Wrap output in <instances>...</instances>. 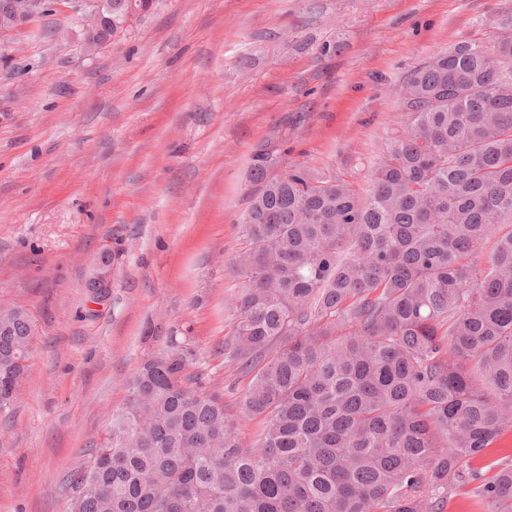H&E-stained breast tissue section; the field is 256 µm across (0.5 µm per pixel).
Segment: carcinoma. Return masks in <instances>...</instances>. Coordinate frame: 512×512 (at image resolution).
Listing matches in <instances>:
<instances>
[{
    "label": "carcinoma",
    "mask_w": 512,
    "mask_h": 512,
    "mask_svg": "<svg viewBox=\"0 0 512 512\" xmlns=\"http://www.w3.org/2000/svg\"><path fill=\"white\" fill-rule=\"evenodd\" d=\"M400 109L361 193L272 176L279 148L256 150L224 341L248 379L237 411L170 337L66 484L68 512H445L463 460L512 426V33L416 65ZM31 339L0 307V413ZM474 492L512 512V465Z\"/></svg>",
    "instance_id": "obj_1"
}]
</instances>
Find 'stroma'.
<instances>
[{"instance_id": "35a3bbf8", "label": "stroma", "mask_w": 512, "mask_h": 512, "mask_svg": "<svg viewBox=\"0 0 512 512\" xmlns=\"http://www.w3.org/2000/svg\"><path fill=\"white\" fill-rule=\"evenodd\" d=\"M510 15L512 0H156L89 53L58 0L0 33V304L34 327L0 418V512H66L63 481L169 337L236 409L223 350L256 147L366 189L407 73L493 44Z\"/></svg>"}]
</instances>
